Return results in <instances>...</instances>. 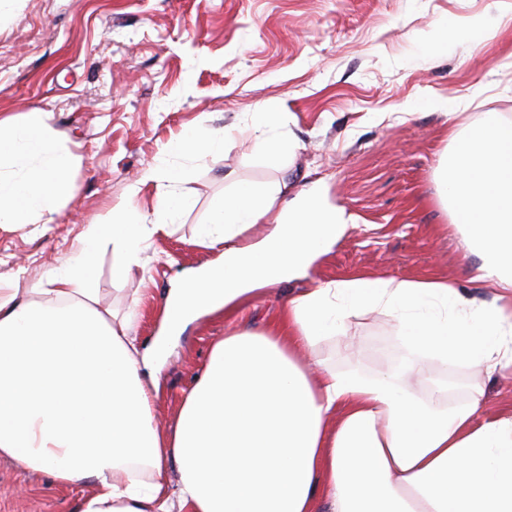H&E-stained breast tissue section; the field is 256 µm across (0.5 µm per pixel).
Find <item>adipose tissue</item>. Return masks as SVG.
<instances>
[{
    "instance_id": "ef3b65f1",
    "label": "adipose tissue",
    "mask_w": 512,
    "mask_h": 512,
    "mask_svg": "<svg viewBox=\"0 0 512 512\" xmlns=\"http://www.w3.org/2000/svg\"><path fill=\"white\" fill-rule=\"evenodd\" d=\"M49 118L0 114V226L55 223L70 191L76 158ZM225 139L189 130L166 152L218 155ZM451 139L440 195L492 301L435 278L320 283L267 331L216 341L175 423L159 429L144 367L200 315L238 314L305 274L355 218L285 174L237 183L196 227L218 258L167 294L162 332L142 351L132 314L98 308L94 260L111 248L112 279L124 282L143 243L187 210L185 170L150 166L139 182L156 189L152 214L128 204L85 225L73 256L44 275L48 302L0 287V459L59 485L91 483L74 512H512V413L480 419L482 390L451 406L440 389L422 399L388 373H312L297 360L355 312L385 310L414 361L512 364V122L488 112Z\"/></svg>"
}]
</instances>
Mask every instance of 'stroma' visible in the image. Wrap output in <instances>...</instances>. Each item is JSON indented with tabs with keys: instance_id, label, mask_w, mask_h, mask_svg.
<instances>
[{
	"instance_id": "1",
	"label": "stroma",
	"mask_w": 512,
	"mask_h": 512,
	"mask_svg": "<svg viewBox=\"0 0 512 512\" xmlns=\"http://www.w3.org/2000/svg\"><path fill=\"white\" fill-rule=\"evenodd\" d=\"M491 0H14L0 13V113H51L76 156L70 192L52 230L0 227V286L39 293L45 272L72 253L84 225L107 222L134 202L152 212L153 186L130 196L149 165L183 168L179 189L191 207L171 233L144 244L143 265L112 280L111 249L96 259L100 308L135 309L131 334L148 346L162 326L163 301L185 270L215 260L195 227L231 182L274 183L289 170L297 188L320 184L326 201L357 218L307 277L267 287L241 313L206 314L189 323L158 365L153 409L174 424L182 400L206 366L213 342L262 332L292 295L319 283L370 276L445 279L468 296L491 299L474 281L479 260L438 192V168L451 130L484 113L512 121V19L467 45L453 29L485 13ZM448 35L446 52L427 47ZM281 115L277 135L292 157L260 146L251 114ZM231 128L220 156L175 158L165 145L185 130ZM411 355L385 311L351 316L342 333L308 349L302 364L339 372L404 376ZM421 395L447 390L463 401L484 391V409L512 412V366L489 374L422 361ZM90 484L62 487L0 460V512H73Z\"/></svg>"
}]
</instances>
